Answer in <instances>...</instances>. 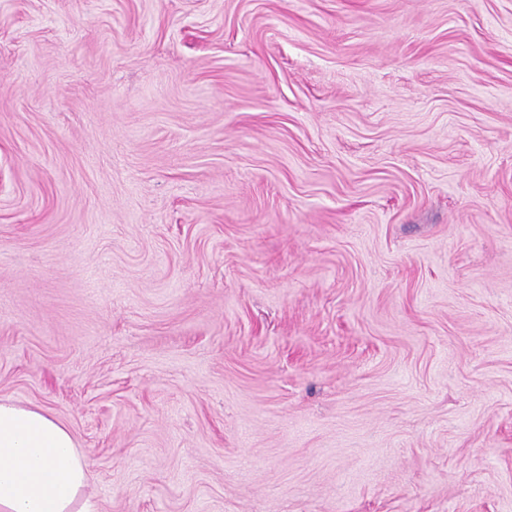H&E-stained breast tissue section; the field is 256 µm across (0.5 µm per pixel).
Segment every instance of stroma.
<instances>
[{
  "label": "stroma",
  "instance_id": "obj_1",
  "mask_svg": "<svg viewBox=\"0 0 512 512\" xmlns=\"http://www.w3.org/2000/svg\"><path fill=\"white\" fill-rule=\"evenodd\" d=\"M0 400L99 512H512V0H0Z\"/></svg>",
  "mask_w": 512,
  "mask_h": 512
}]
</instances>
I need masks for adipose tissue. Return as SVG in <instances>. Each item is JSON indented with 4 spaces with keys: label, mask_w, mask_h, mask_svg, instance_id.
I'll return each mask as SVG.
<instances>
[{
    "label": "adipose tissue",
    "mask_w": 512,
    "mask_h": 512,
    "mask_svg": "<svg viewBox=\"0 0 512 512\" xmlns=\"http://www.w3.org/2000/svg\"><path fill=\"white\" fill-rule=\"evenodd\" d=\"M87 454L41 407L0 402V512H99Z\"/></svg>",
    "instance_id": "ef3b65f1"
}]
</instances>
